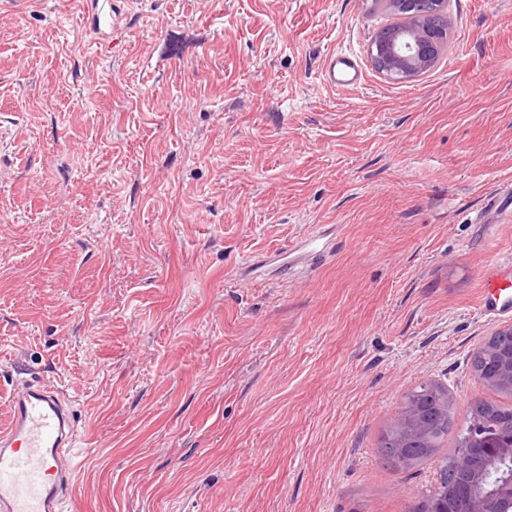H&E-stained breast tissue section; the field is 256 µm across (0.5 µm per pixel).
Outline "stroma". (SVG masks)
<instances>
[{"instance_id": "stroma-1", "label": "stroma", "mask_w": 512, "mask_h": 512, "mask_svg": "<svg viewBox=\"0 0 512 512\" xmlns=\"http://www.w3.org/2000/svg\"><path fill=\"white\" fill-rule=\"evenodd\" d=\"M448 12L388 83L370 0H112L103 45L0 0V409L71 402L63 512H412L436 461L377 453L406 392L507 403L470 362L512 326V0ZM321 74L325 83L334 89H351L360 81L356 58L342 50L327 55ZM485 293L482 299L483 311L488 315H503L512 312V296L503 293L508 286H496L494 279L488 277L485 282ZM497 288V290H494Z\"/></svg>"}]
</instances>
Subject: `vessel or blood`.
Wrapping results in <instances>:
<instances>
[{"label": "vessel or blood", "instance_id": "vessel-or-blood-1", "mask_svg": "<svg viewBox=\"0 0 512 512\" xmlns=\"http://www.w3.org/2000/svg\"><path fill=\"white\" fill-rule=\"evenodd\" d=\"M90 17L96 40L112 38V0H79ZM322 77L341 90L360 81L355 57L342 50L328 54ZM482 307L486 314L512 312V296L486 280ZM9 425L0 431V512H61L72 492L75 419L66 398L53 385L39 381L15 384L7 401Z\"/></svg>", "mask_w": 512, "mask_h": 512}]
</instances>
